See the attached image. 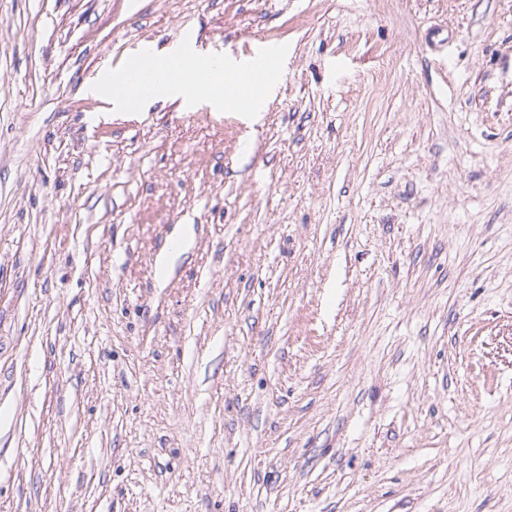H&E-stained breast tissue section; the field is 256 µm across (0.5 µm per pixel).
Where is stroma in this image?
I'll return each instance as SVG.
<instances>
[{"instance_id": "35a3bbf8", "label": "stroma", "mask_w": 512, "mask_h": 512, "mask_svg": "<svg viewBox=\"0 0 512 512\" xmlns=\"http://www.w3.org/2000/svg\"><path fill=\"white\" fill-rule=\"evenodd\" d=\"M0 512H512V0H0Z\"/></svg>"}]
</instances>
